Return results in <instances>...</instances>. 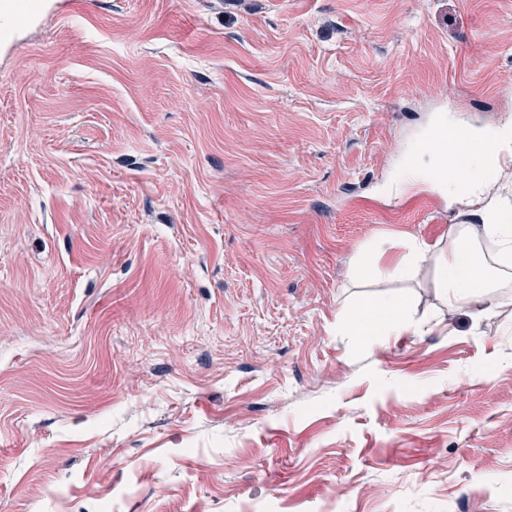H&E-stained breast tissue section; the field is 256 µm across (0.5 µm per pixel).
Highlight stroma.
<instances>
[{
    "label": "stroma",
    "instance_id": "35a3bbf8",
    "mask_svg": "<svg viewBox=\"0 0 512 512\" xmlns=\"http://www.w3.org/2000/svg\"><path fill=\"white\" fill-rule=\"evenodd\" d=\"M512 0H81L0 57V512H512V304L362 287L512 131ZM421 333L362 346L352 302ZM447 130V129H446ZM435 132L423 144L422 152H427L432 142L437 139ZM445 142L441 149H431L438 153L435 165L430 170L429 184L444 186L448 183V193L454 191L455 196H477L482 189L498 180V175L492 169V165L486 155L484 146L481 152V145L485 141L483 137H470L458 132L447 130L444 138H438ZM472 154L477 158V166L471 170H465L462 165L469 164V158L463 154ZM460 159V162H459ZM462 164V165H461ZM494 172L493 178L489 179V173ZM409 301L406 296L391 292L378 302L359 305L341 314L336 325L356 336L361 342L365 336H403L416 334L417 325L409 315ZM370 329H373L371 334Z\"/></svg>",
    "mask_w": 512,
    "mask_h": 512
}]
</instances>
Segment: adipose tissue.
I'll list each match as a JSON object with an SVG mask.
<instances>
[{"instance_id":"1","label":"adipose tissue","mask_w":512,"mask_h":512,"mask_svg":"<svg viewBox=\"0 0 512 512\" xmlns=\"http://www.w3.org/2000/svg\"><path fill=\"white\" fill-rule=\"evenodd\" d=\"M445 145L439 149L435 165L430 170V182L447 186L458 196H475L489 185L492 165L482 152V138L448 131ZM477 158L473 170H465L463 154ZM475 224H455L448 231L445 244L427 246L412 239L405 243L401 255L388 265H378L381 254L376 242H368L353 266L356 278L373 275L388 280L415 279L424 267L434 272V286L444 304L449 307L482 303L496 308L506 302L504 288L512 286V214L503 211H482ZM492 241L496 247L495 262L478 259L480 241ZM340 329L364 340L365 336H403L417 333L409 315L406 296L392 292L370 305H359L337 319Z\"/></svg>"}]
</instances>
